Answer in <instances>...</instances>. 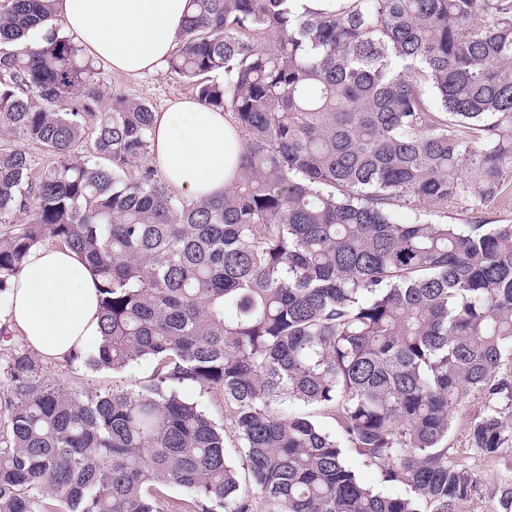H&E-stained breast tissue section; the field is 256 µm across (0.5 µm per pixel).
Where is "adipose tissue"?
Listing matches in <instances>:
<instances>
[{
  "label": "adipose tissue",
  "instance_id": "adipose-tissue-1",
  "mask_svg": "<svg viewBox=\"0 0 512 512\" xmlns=\"http://www.w3.org/2000/svg\"><path fill=\"white\" fill-rule=\"evenodd\" d=\"M64 33L93 59L131 76L155 70L175 51L189 0H57ZM243 143L231 113L198 100L156 112L151 163L174 190L203 201L222 196L237 173ZM11 331L57 361L100 342L92 270L68 248L32 251L7 299Z\"/></svg>",
  "mask_w": 512,
  "mask_h": 512
}]
</instances>
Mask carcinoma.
<instances>
[{
	"instance_id": "carcinoma-1",
	"label": "carcinoma",
	"mask_w": 512,
	"mask_h": 512,
	"mask_svg": "<svg viewBox=\"0 0 512 512\" xmlns=\"http://www.w3.org/2000/svg\"><path fill=\"white\" fill-rule=\"evenodd\" d=\"M54 2L0 0V130L47 157L0 145V300L32 249L67 246L101 331L67 363L152 371L88 391L0 347V512H458L481 481L448 456L453 409L483 394L471 448L512 447V224L423 212L509 193L512 0H190L167 71L244 140L200 202L147 162L153 106L104 95ZM216 390L238 467L199 401ZM348 464L357 472L360 479L367 485H370L378 491L384 493H393L397 489L391 487L389 484H383L380 481L378 471L373 467L364 462L361 458L349 454L346 457Z\"/></svg>"
}]
</instances>
